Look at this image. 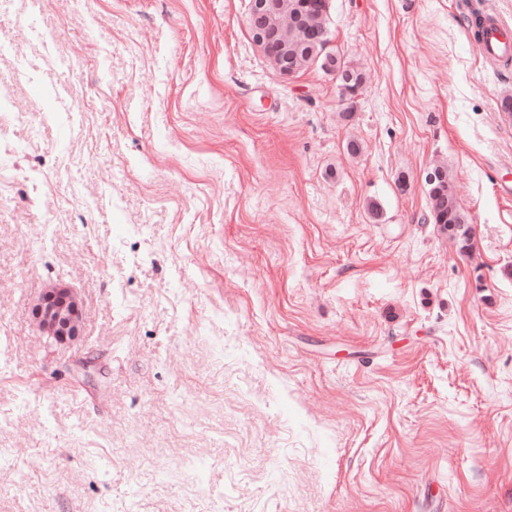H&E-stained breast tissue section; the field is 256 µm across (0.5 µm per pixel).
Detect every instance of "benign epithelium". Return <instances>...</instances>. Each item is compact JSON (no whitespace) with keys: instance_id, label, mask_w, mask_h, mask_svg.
<instances>
[{"instance_id":"obj_1","label":"benign epithelium","mask_w":512,"mask_h":512,"mask_svg":"<svg viewBox=\"0 0 512 512\" xmlns=\"http://www.w3.org/2000/svg\"><path fill=\"white\" fill-rule=\"evenodd\" d=\"M327 0H310L301 6L295 0H251L250 27L253 40L281 75L293 77L299 65L291 50L325 38L322 18ZM82 302L71 288H48L38 299L34 317L41 332L56 344L79 338Z\"/></svg>"}]
</instances>
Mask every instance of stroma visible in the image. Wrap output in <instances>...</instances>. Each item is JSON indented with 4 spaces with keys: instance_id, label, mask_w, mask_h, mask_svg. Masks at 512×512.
Wrapping results in <instances>:
<instances>
[{
    "instance_id": "35a3bbf8",
    "label": "stroma",
    "mask_w": 512,
    "mask_h": 512,
    "mask_svg": "<svg viewBox=\"0 0 512 512\" xmlns=\"http://www.w3.org/2000/svg\"><path fill=\"white\" fill-rule=\"evenodd\" d=\"M250 11L0 13V512H512V63L470 28L512 0H328L350 111ZM55 282L83 318L54 346ZM430 218L432 224H441L448 235L457 240L462 250L469 247L470 228L466 214L458 206L453 185L447 175H442L429 186ZM82 309V302L72 288L54 286L45 290L33 313L38 327L48 339L65 344L79 338Z\"/></svg>"
}]
</instances>
